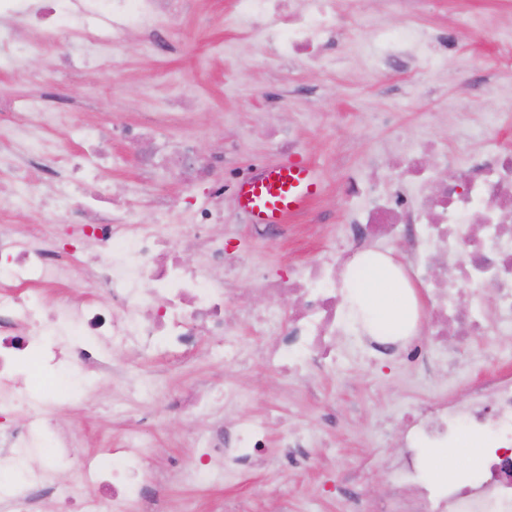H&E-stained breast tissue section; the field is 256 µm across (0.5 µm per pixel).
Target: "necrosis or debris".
Wrapping results in <instances>:
<instances>
[{
    "label": "necrosis or debris",
    "instance_id": "4bbe7bcc",
    "mask_svg": "<svg viewBox=\"0 0 512 512\" xmlns=\"http://www.w3.org/2000/svg\"><path fill=\"white\" fill-rule=\"evenodd\" d=\"M196 0H0V71L24 73L29 55L46 53L67 37L76 47L61 56L63 73L94 75L100 64L131 34H138L152 58L178 44V20ZM362 0H233L232 19L255 42L280 57L322 64L324 40L344 18L359 15ZM432 32L416 25H381L372 42L354 43L369 73L378 74L401 57L416 71L430 66ZM178 106L142 112L137 120L104 118L83 126L78 149L50 150L53 131L73 125L74 114L53 109L42 96L0 100V169L10 172L0 185V418L27 411L24 425L0 428V512H42L45 497L71 503L75 491L57 481L59 464L80 456L83 484L98 496L80 502V512H132L147 499L149 465L146 426L156 416L132 419L120 454L86 450L73 431L57 423L73 401L77 382H112L118 370L112 350L140 356L158 353L173 362L195 356L203 337L224 345V360L239 361L242 328L272 335L261 353L265 365L283 378L301 379L312 369L335 365L337 338L344 329V274L366 253L384 252L389 240L408 249L398 266L420 289L429 306L417 321L418 336L406 337L404 358L428 382L457 369L461 349L476 336H512V149L480 131L483 148L448 149L429 132L398 146L393 161L348 176V222L329 237L317 259L296 262L274 282L259 269L247 270L262 292L288 299L289 309L248 308L230 315L234 299L229 276L243 270L213 225L224 221V188L212 183L216 170L225 182L224 151L198 155L191 139L179 140L168 158L153 141ZM120 140L135 150L144 178L169 173L184 190L209 185L206 201L195 205L183 224L171 222L177 200L171 195L120 189L96 196L83 209L84 221L68 231L67 243L81 250L83 280H76L66 256L43 246L39 235L13 231L7 217L47 213L64 222L75 194L105 163L120 164L108 149ZM462 169L461 179L447 177ZM148 197L155 222L141 219L140 197ZM205 256L197 264L184 256V242ZM107 249L101 260L94 246ZM108 289L105 298L92 296ZM489 289L497 308L489 318L480 291ZM428 343H421V336ZM400 451L385 471L386 492L375 512H512V372L480 373L461 395L434 396L403 415ZM486 443L485 463L467 483L441 486L420 479L416 449L442 448L461 434ZM268 421L243 415L231 434L206 440L204 457L191 462L192 483L225 485L246 479L248 466L265 455ZM36 459L22 484L6 482L18 461Z\"/></svg>",
    "mask_w": 512,
    "mask_h": 512
}]
</instances>
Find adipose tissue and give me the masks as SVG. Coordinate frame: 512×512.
Returning <instances> with one entry per match:
<instances>
[{
  "instance_id": "1",
  "label": "adipose tissue",
  "mask_w": 512,
  "mask_h": 512,
  "mask_svg": "<svg viewBox=\"0 0 512 512\" xmlns=\"http://www.w3.org/2000/svg\"><path fill=\"white\" fill-rule=\"evenodd\" d=\"M345 303L366 335H379L385 327L404 336L413 332L417 299L408 281L387 259L374 257L371 266L356 273Z\"/></svg>"
}]
</instances>
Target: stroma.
<instances>
[{
	"instance_id": "obj_1",
	"label": "stroma",
	"mask_w": 512,
	"mask_h": 512,
	"mask_svg": "<svg viewBox=\"0 0 512 512\" xmlns=\"http://www.w3.org/2000/svg\"><path fill=\"white\" fill-rule=\"evenodd\" d=\"M224 2L206 0L185 16L184 32L203 30L207 37L181 46L162 62L148 59L133 35L94 79L70 74L35 87L0 72V96L34 91L51 104L71 108L78 122L85 123L103 114L163 112L174 92L197 94L209 100L210 109L171 132V140L190 138L203 156L223 146L225 161L244 172L259 164L313 166L323 191L291 218L295 234L288 244H244L247 263L273 276L284 274L289 262L317 257L323 237L346 221L347 175L365 170L381 146L414 140L427 113L440 103H447L448 110L432 132L441 141H459L462 130L455 115L465 112L472 124L488 125L493 138L512 146V111L501 109L503 91H512V74L499 70L493 38L512 25V17L501 12L496 0H416L411 9L396 14L389 12L385 0H365L366 12L378 21L413 19L438 33L454 30L456 36L448 53L436 54L427 75L413 80L396 69L381 81L367 75L343 35L326 46L329 63L321 69L271 56L268 46L225 25ZM224 44L234 45L235 58L199 66V59L212 58ZM173 71L181 78L180 86L168 81ZM146 84L154 87L148 99L141 94ZM390 110L396 113L395 125L373 122V113ZM269 124L286 129L295 148L278 150L262 132ZM239 341L242 360L236 366L225 364L223 348L212 344L207 352L179 363L145 357L135 369L139 375L158 376L171 393L240 381L255 389L247 413L270 417L265 460L252 466L247 482L229 490L189 485L180 472L201 453L198 437L230 427L223 402H214L206 414L192 419L168 415L149 431L155 443L150 476L168 508L173 510L182 499H196L211 512H225L228 500L244 502L250 512H349L356 495L364 512H373L385 493L382 470L397 454L394 433L404 412L423 395L420 379L402 353L369 356L364 337L347 329L338 339L342 358L335 370L287 383L258 356L268 337L247 330ZM154 406V401L133 396L127 384H98L81 388L79 401L58 418L89 447L107 441L118 448L130 418ZM298 435L307 445L294 461H287L282 443ZM368 458L374 461L371 473L364 483H353L352 475Z\"/></svg>"
}]
</instances>
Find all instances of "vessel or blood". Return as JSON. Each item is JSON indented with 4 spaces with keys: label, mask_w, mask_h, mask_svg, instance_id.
<instances>
[{
    "label": "vessel or blood",
    "mask_w": 512,
    "mask_h": 512,
    "mask_svg": "<svg viewBox=\"0 0 512 512\" xmlns=\"http://www.w3.org/2000/svg\"><path fill=\"white\" fill-rule=\"evenodd\" d=\"M320 189L312 168L259 165L238 183L237 201L247 223L283 224L304 211Z\"/></svg>",
    "instance_id": "vessel-or-blood-1"
}]
</instances>
